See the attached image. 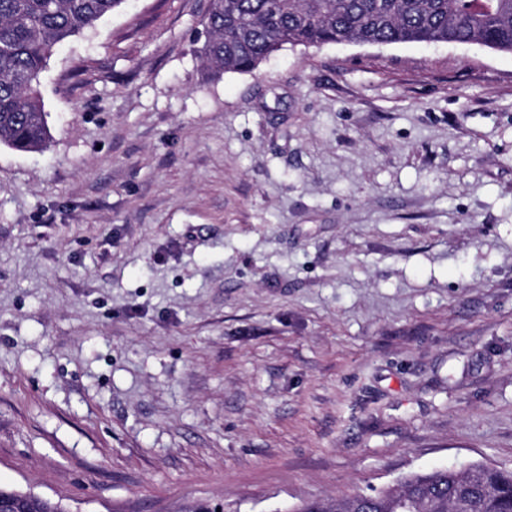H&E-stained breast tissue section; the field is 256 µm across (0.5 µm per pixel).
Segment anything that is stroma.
<instances>
[{
	"instance_id": "35a3bbf8",
	"label": "stroma",
	"mask_w": 512,
	"mask_h": 512,
	"mask_svg": "<svg viewBox=\"0 0 512 512\" xmlns=\"http://www.w3.org/2000/svg\"><path fill=\"white\" fill-rule=\"evenodd\" d=\"M125 0L0 144V487L66 512H293L512 469V54L198 49Z\"/></svg>"
}]
</instances>
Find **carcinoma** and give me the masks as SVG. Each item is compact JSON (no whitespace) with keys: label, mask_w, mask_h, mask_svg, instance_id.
I'll return each mask as SVG.
<instances>
[{"label":"carcinoma","mask_w":512,"mask_h":512,"mask_svg":"<svg viewBox=\"0 0 512 512\" xmlns=\"http://www.w3.org/2000/svg\"><path fill=\"white\" fill-rule=\"evenodd\" d=\"M125 0H0V144L49 141L38 86L55 47ZM200 53L216 74L255 70L283 46L475 43L512 54V0H210ZM9 512H64L0 488ZM298 512H512V471L477 466L413 474L374 494L308 503Z\"/></svg>","instance_id":"carcinoma-1"}]
</instances>
